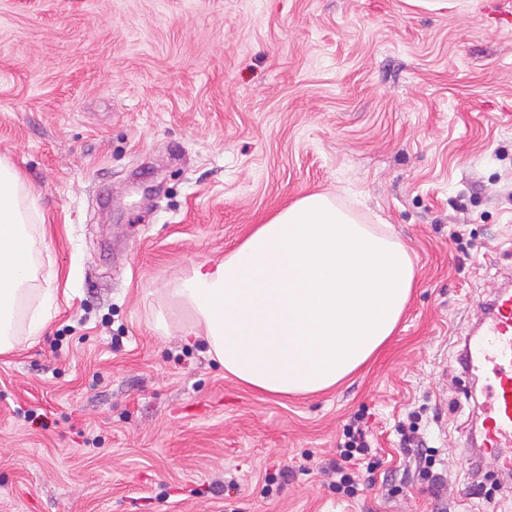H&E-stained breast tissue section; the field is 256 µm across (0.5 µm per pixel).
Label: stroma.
I'll use <instances>...</instances> for the list:
<instances>
[{"mask_svg": "<svg viewBox=\"0 0 512 512\" xmlns=\"http://www.w3.org/2000/svg\"><path fill=\"white\" fill-rule=\"evenodd\" d=\"M496 2L0 0V160L39 210L19 327L53 292L0 354V512H512L459 365L512 281ZM310 193L400 241L416 286L336 388L272 397L186 344L166 291ZM414 411L437 488L402 450ZM354 422L376 469L349 498L321 468ZM53 297L51 292H47L44 298L43 306L36 310L28 326V336H39L45 330L47 324L52 318L51 307Z\"/></svg>", "mask_w": 512, "mask_h": 512, "instance_id": "35a3bbf8", "label": "stroma"}]
</instances>
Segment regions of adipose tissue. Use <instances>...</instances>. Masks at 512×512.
<instances>
[{"label": "adipose tissue", "instance_id": "obj_1", "mask_svg": "<svg viewBox=\"0 0 512 512\" xmlns=\"http://www.w3.org/2000/svg\"><path fill=\"white\" fill-rule=\"evenodd\" d=\"M0 160V353L34 277L29 225L37 199ZM415 283L394 238L358 223L326 195H305L257 225L223 261L196 265L171 294L225 374L268 394L336 386L392 336Z\"/></svg>", "mask_w": 512, "mask_h": 512}]
</instances>
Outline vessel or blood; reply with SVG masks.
<instances>
[{
    "mask_svg": "<svg viewBox=\"0 0 512 512\" xmlns=\"http://www.w3.org/2000/svg\"><path fill=\"white\" fill-rule=\"evenodd\" d=\"M483 320L464 338L467 369L487 371L481 445L493 451L502 469L512 468V289L485 300Z\"/></svg>",
    "mask_w": 512,
    "mask_h": 512,
    "instance_id": "vessel-or-blood-1",
    "label": "vessel or blood"
}]
</instances>
